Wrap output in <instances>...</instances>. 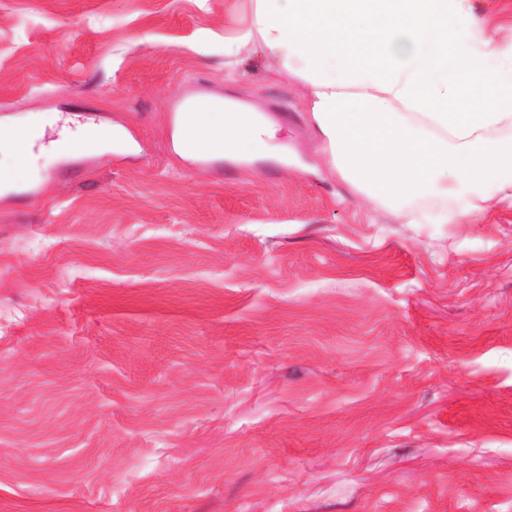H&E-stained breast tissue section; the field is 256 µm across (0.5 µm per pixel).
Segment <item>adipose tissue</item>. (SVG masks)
Listing matches in <instances>:
<instances>
[{
  "instance_id": "adipose-tissue-1",
  "label": "adipose tissue",
  "mask_w": 512,
  "mask_h": 512,
  "mask_svg": "<svg viewBox=\"0 0 512 512\" xmlns=\"http://www.w3.org/2000/svg\"><path fill=\"white\" fill-rule=\"evenodd\" d=\"M244 42L307 89L325 163L361 201L403 224L512 207V42L474 0H254L242 41L224 50L227 79ZM188 120L221 134L228 155L276 137L231 100ZM37 136L0 130L1 184L21 179Z\"/></svg>"
}]
</instances>
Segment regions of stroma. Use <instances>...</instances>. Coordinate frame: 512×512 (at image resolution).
<instances>
[{
    "label": "stroma",
    "instance_id": "35a3bbf8",
    "mask_svg": "<svg viewBox=\"0 0 512 512\" xmlns=\"http://www.w3.org/2000/svg\"><path fill=\"white\" fill-rule=\"evenodd\" d=\"M252 7L0 0V126L112 129L0 194V512H512V209L358 203ZM196 83L282 153L177 154Z\"/></svg>",
    "mask_w": 512,
    "mask_h": 512
}]
</instances>
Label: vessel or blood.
I'll list each match as a JSON object with an SVG mask.
<instances>
[{
	"instance_id": "vessel-or-blood-1",
	"label": "vessel or blood",
	"mask_w": 512,
	"mask_h": 512,
	"mask_svg": "<svg viewBox=\"0 0 512 512\" xmlns=\"http://www.w3.org/2000/svg\"><path fill=\"white\" fill-rule=\"evenodd\" d=\"M223 108V99L202 90L179 96L173 102L171 120L176 130L177 144L183 152L195 156L198 166H210L213 158H216V151L210 150L209 145L216 142L217 137L209 129L186 123L185 117L191 112L204 114Z\"/></svg>"
}]
</instances>
